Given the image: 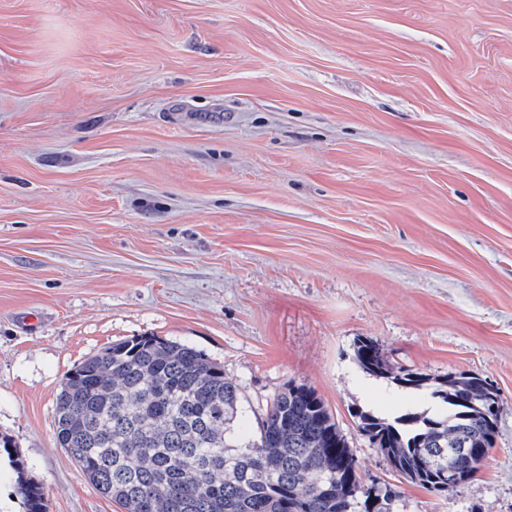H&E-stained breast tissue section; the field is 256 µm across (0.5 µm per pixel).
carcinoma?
I'll return each instance as SVG.
<instances>
[{
    "mask_svg": "<svg viewBox=\"0 0 512 512\" xmlns=\"http://www.w3.org/2000/svg\"><path fill=\"white\" fill-rule=\"evenodd\" d=\"M354 354L371 374L440 402L433 415L408 411L392 422L355 412L391 467L438 494L472 482L494 443L477 378L395 368L368 337ZM247 423L221 366L158 336L117 341L67 372L54 416L58 444L124 512H356V456L312 388L274 394L259 436ZM461 441L472 452L455 451ZM448 470L457 477L450 488L441 486ZM16 494L25 512H42L39 488L20 483Z\"/></svg>",
    "mask_w": 512,
    "mask_h": 512,
    "instance_id": "1",
    "label": "carcinoma"
}]
</instances>
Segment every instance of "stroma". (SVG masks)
Wrapping results in <instances>:
<instances>
[{"label": "stroma", "mask_w": 512, "mask_h": 512, "mask_svg": "<svg viewBox=\"0 0 512 512\" xmlns=\"http://www.w3.org/2000/svg\"><path fill=\"white\" fill-rule=\"evenodd\" d=\"M195 348L248 420L304 384L391 512H512V0H0V469L46 512H123L55 434L113 342ZM501 395L475 479L438 495L356 410H432L369 375Z\"/></svg>", "instance_id": "1"}]
</instances>
